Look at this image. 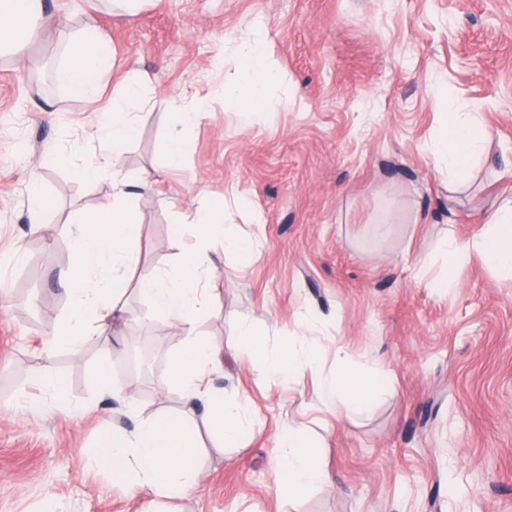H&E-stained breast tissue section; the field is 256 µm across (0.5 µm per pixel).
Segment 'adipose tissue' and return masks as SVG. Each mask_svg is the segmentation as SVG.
<instances>
[{
	"mask_svg": "<svg viewBox=\"0 0 512 512\" xmlns=\"http://www.w3.org/2000/svg\"><path fill=\"white\" fill-rule=\"evenodd\" d=\"M53 25L54 19L45 13L42 0H0V47L23 50L37 30ZM104 42L101 35L93 39L82 34L71 36L68 60L55 73L58 84L79 91L91 104L96 101L106 64L101 50ZM271 55L264 36L243 43L239 56L242 79L230 91L242 113L261 108L266 87L277 80ZM138 96V86L131 84L123 96L113 99L112 119L102 129L109 153L102 163L80 172L83 179L90 180L111 171L112 201L94 211L75 212L70 218L75 258L63 278L70 309L57 333L76 348L87 337L103 333L111 322L125 319L127 311L121 297L128 282L136 281L155 314L175 321L185 333L182 348L169 361L168 382L181 387L187 403L206 400L204 423L217 447L234 448L247 429L249 409L246 403L227 404L213 397L210 376L223 369L224 348L200 338L196 323L204 307L218 302L221 296L220 288L205 274L209 249L246 254L253 243L227 224L225 205L208 206L194 218L201 235L197 249L185 252L168 272L137 275L140 226L136 213L126 203L130 181L122 173L120 160L135 132V115L129 112L128 103ZM486 148L487 136L476 113H445L431 153L438 163L448 167L449 190L467 181ZM471 248L500 277L512 280V201L489 216L486 230L472 245L448 237L439 244L443 256L451 262L461 261ZM236 346L251 352V367L267 384L297 381L314 369L318 360V349L312 345L299 354L288 349L266 355L247 327L242 329ZM376 388L374 376L340 372L323 380L319 396L337 411L356 413L366 408ZM189 417L186 411L159 413L133 429L102 437L98 461L111 469L114 482L145 496L188 493L200 482L199 444L188 426ZM278 448L279 486L288 494L302 495L326 479L320 451L304 431L289 429Z\"/></svg>",
	"mask_w": 512,
	"mask_h": 512,
	"instance_id": "obj_1",
	"label": "adipose tissue"
}]
</instances>
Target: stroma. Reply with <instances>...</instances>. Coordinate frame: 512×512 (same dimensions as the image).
Returning a JSON list of instances; mask_svg holds the SVG:
<instances>
[{"mask_svg":"<svg viewBox=\"0 0 512 512\" xmlns=\"http://www.w3.org/2000/svg\"><path fill=\"white\" fill-rule=\"evenodd\" d=\"M57 21L0 56V512H512V281L477 253L446 265L447 235L467 242L512 198V0H43ZM107 37L96 105L59 86L68 35ZM263 30L280 77L248 122L226 91L241 79L238 45ZM140 83L126 172L149 190L127 203L141 221L139 269L164 273L197 243L187 216L229 196L228 221L259 246L214 257L218 304L196 331L222 345L217 397L246 401L239 447L202 434L201 483L187 496H134L97 462L102 434L183 407L164 385L184 332L128 290L147 370H120L102 395V345L46 348L69 315L61 275L74 250L69 218L112 197V177L75 176L107 146L115 97ZM479 113L489 153L448 193L426 151L444 110ZM203 103L182 131L179 167L164 145L175 113ZM39 184L51 202L40 232L28 219ZM449 279L453 288L434 287ZM249 326L266 354L306 340L321 368L292 385L257 380ZM51 363L65 398L43 385ZM372 373L377 393L346 416L318 396L324 376ZM304 428L329 473L298 498L282 492L276 438Z\"/></svg>","mask_w":512,"mask_h":512,"instance_id":"obj_1","label":"stroma"}]
</instances>
